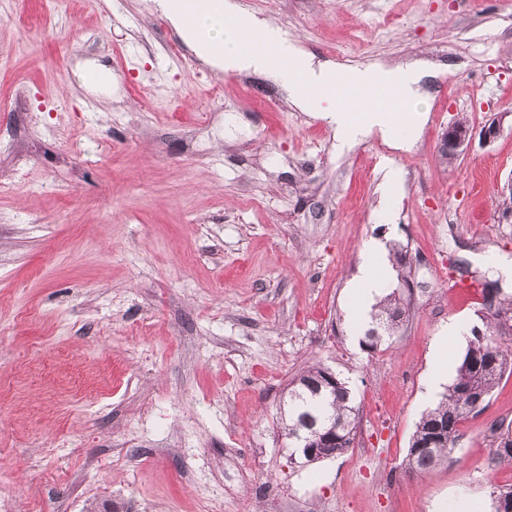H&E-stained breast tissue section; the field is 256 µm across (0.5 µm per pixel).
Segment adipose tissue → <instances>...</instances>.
Returning <instances> with one entry per match:
<instances>
[{"instance_id":"ef3b65f1","label":"adipose tissue","mask_w":512,"mask_h":512,"mask_svg":"<svg viewBox=\"0 0 512 512\" xmlns=\"http://www.w3.org/2000/svg\"><path fill=\"white\" fill-rule=\"evenodd\" d=\"M156 6L198 58L227 73L264 76L285 89L295 106L327 120L335 128L338 148L348 147L375 130L389 137L398 148L408 147L416 139L425 99L422 83L438 72L433 63L416 59L397 67L373 63L340 71L332 62L314 59L287 31L248 12L241 0H181L177 7L171 0H157ZM229 17L241 19L249 28L260 32L273 46V53L251 51L238 31L226 26ZM217 42L223 43V52L214 51ZM377 78L399 84L402 103L411 113L406 126H398L392 118V107L382 104L364 105L360 120L351 121L335 99L321 92L322 87L334 82L351 91ZM302 84L309 86V93H299ZM382 251L383 246L377 240L367 242L364 247L365 262L357 278V303L351 315L354 326L368 321L370 298L382 285L375 273Z\"/></svg>"}]
</instances>
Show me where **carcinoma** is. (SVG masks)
Masks as SVG:
<instances>
[{
	"label": "carcinoma",
	"instance_id": "obj_1",
	"mask_svg": "<svg viewBox=\"0 0 512 512\" xmlns=\"http://www.w3.org/2000/svg\"><path fill=\"white\" fill-rule=\"evenodd\" d=\"M406 313L403 295L392 292L377 304L371 315L372 326L364 333L363 346L375 351L385 341L383 329L389 323H401ZM484 328L472 330V339L457 367L456 375L438 403L425 411L416 423L409 444L412 471L424 473L440 464L453 450L458 440V425L470 413L469 390L476 388L490 395L504 373L512 369V297L496 289L495 310L480 312ZM330 369L314 364L289 383L288 417L281 418L285 436L299 431L306 444L319 443L324 430L336 423L346 424L356 431V409L351 405L346 383L323 385ZM448 427V440L428 446L436 430Z\"/></svg>",
	"mask_w": 512,
	"mask_h": 512
}]
</instances>
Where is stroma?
Returning <instances> with one entry per match:
<instances>
[{
	"instance_id": "obj_1",
	"label": "stroma",
	"mask_w": 512,
	"mask_h": 512,
	"mask_svg": "<svg viewBox=\"0 0 512 512\" xmlns=\"http://www.w3.org/2000/svg\"><path fill=\"white\" fill-rule=\"evenodd\" d=\"M338 67L440 64L410 149L334 130L255 74L199 62L150 0H0V512H445L512 488L492 430L512 374L444 464L409 472L432 340L479 322L465 263L512 293L496 221L512 130V0H242ZM109 69L112 91L83 72ZM407 250L390 348L355 341L366 241ZM359 411L354 446L290 460L280 401L309 365ZM442 141L443 150H450L458 155L471 143L472 130L469 125L460 126L456 123H452L445 131ZM445 151H442V156L451 163L454 160L455 155Z\"/></svg>"
}]
</instances>
